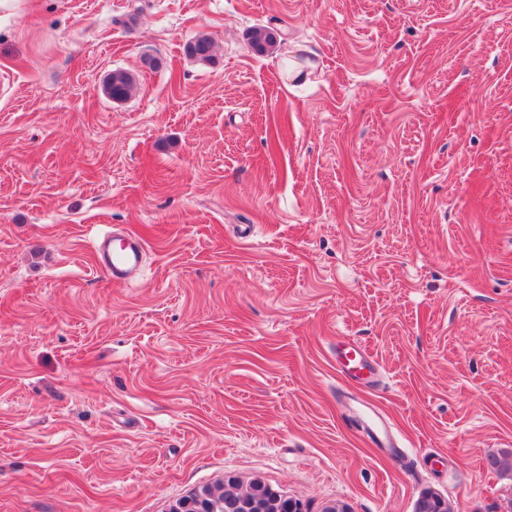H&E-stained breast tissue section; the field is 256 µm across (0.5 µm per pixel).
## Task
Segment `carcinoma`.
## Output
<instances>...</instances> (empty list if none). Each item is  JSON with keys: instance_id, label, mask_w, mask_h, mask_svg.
I'll return each instance as SVG.
<instances>
[{"instance_id": "cac0c4a2", "label": "carcinoma", "mask_w": 512, "mask_h": 512, "mask_svg": "<svg viewBox=\"0 0 512 512\" xmlns=\"http://www.w3.org/2000/svg\"><path fill=\"white\" fill-rule=\"evenodd\" d=\"M251 48L264 54L276 46L277 32L271 28L256 27L248 33ZM185 52L196 61L207 64L214 58L213 43L201 35L185 45ZM135 87V77L125 71H115L105 84V91L116 100L126 99ZM169 512H292L290 499L282 492L259 479L242 484L237 477L227 475L224 480L203 486L177 499ZM415 512H448L445 500L427 490L416 500Z\"/></svg>"}]
</instances>
